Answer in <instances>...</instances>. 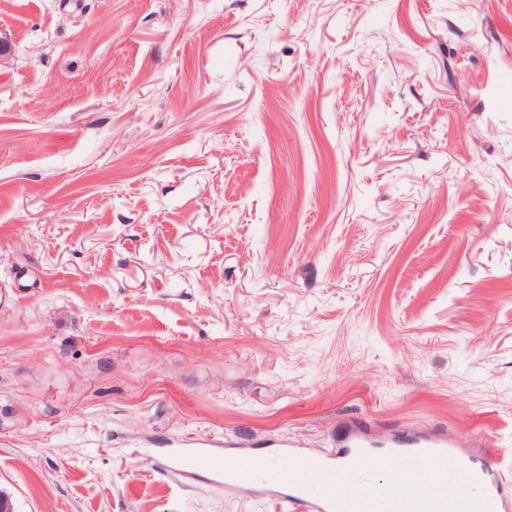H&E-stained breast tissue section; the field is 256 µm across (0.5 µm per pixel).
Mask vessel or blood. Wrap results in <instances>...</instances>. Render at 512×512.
Returning <instances> with one entry per match:
<instances>
[{"mask_svg": "<svg viewBox=\"0 0 512 512\" xmlns=\"http://www.w3.org/2000/svg\"><path fill=\"white\" fill-rule=\"evenodd\" d=\"M336 451L325 456L296 455L294 465L285 480L287 490L281 504L285 512H365L375 501L386 502L401 498V487L384 485L376 489L351 486L348 474L357 468L367 467L373 460L386 457L400 460L409 470H425L432 462H441L450 452H457L462 468L470 469L471 481L481 484L487 512H506L512 504L497 472L494 452H486L479 467H471L466 453L458 452L454 441L447 434L432 432L422 436L395 434L376 440L367 428L348 427L336 437ZM218 459L204 449H185L178 455L179 469L205 467L217 468ZM324 482L329 492L311 501L303 491L311 480Z\"/></svg>", "mask_w": 512, "mask_h": 512, "instance_id": "vessel-or-blood-1", "label": "vessel or blood"}]
</instances>
